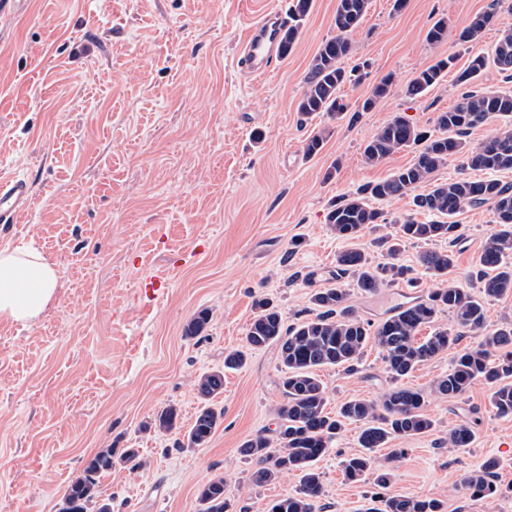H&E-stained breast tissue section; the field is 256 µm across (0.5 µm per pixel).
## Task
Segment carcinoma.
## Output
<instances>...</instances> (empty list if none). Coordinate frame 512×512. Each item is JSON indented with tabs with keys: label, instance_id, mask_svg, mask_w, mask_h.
<instances>
[{
	"label": "carcinoma",
	"instance_id": "obj_1",
	"mask_svg": "<svg viewBox=\"0 0 512 512\" xmlns=\"http://www.w3.org/2000/svg\"><path fill=\"white\" fill-rule=\"evenodd\" d=\"M313 0H291L289 20L281 33L283 54L294 46L302 22L312 8ZM370 0H338L334 15L336 36L325 41L313 57L305 77L306 89L298 103L304 116L318 112L341 115L348 108L340 95L346 84L358 81L353 71L342 66V60L352 53L351 33L361 24ZM490 13L474 17L459 37L463 43L477 40L492 21ZM501 71L512 72V28L505 29L490 54L474 57L461 74L467 82L480 73L488 62ZM453 59H440L421 70L407 87L411 96H420L437 85ZM491 114H512V92L499 93L469 90L461 94L455 105L438 114L437 133L419 129L400 116L378 129L365 143L366 163L376 165L394 152L416 146L418 154L413 164L392 173L388 178L367 184L348 198L337 202L327 213L326 223L337 238L350 241L373 224L381 213L373 208L372 199H394L407 195L433 179V174L448 161L460 159L462 167L474 171L512 170V127L486 139L475 147L469 146V130ZM413 205L436 219L418 222L407 218L399 225L396 242L388 252L398 251L399 242H433L453 237L457 225L450 218L466 207L487 206L494 215L496 228L488 237L480 255L485 269L482 293L488 298L512 294V265L502 263L512 254V186L497 179H476L462 176L432 185L426 193L413 197ZM421 265L437 288L427 298L399 307L388 317L374 324L358 315L349 304L348 293L341 288H328L314 293L311 303L314 317L297 326H284L279 309L266 298L255 301V315L247 331L249 348L270 345L278 349L282 367L280 389L284 397L276 409L278 428L275 434L257 433L242 445V454L254 463L253 481L268 483L288 472L301 474L300 487L274 501L270 512H313L314 503L323 494L322 475L316 461L346 421L361 422L359 435L363 451L349 456L344 463L345 476L354 481L373 469L374 453L387 447L395 437H409L432 430L434 423L425 413L426 396L405 386L390 389L376 400L352 399L341 405L336 414L327 411V395L316 370L325 366H341L354 370L368 344L377 346L391 378L398 382L411 375L420 363L448 351L456 344L460 331L481 335L486 331L487 317L483 303L463 288L448 281V272L455 263L453 250L426 251L420 256ZM340 271L356 276L362 291L374 293L379 288L402 278L405 270L393 263L374 266L361 250L350 249L337 258ZM452 314L456 329L438 326L419 341L416 334L425 325L436 323L442 311ZM211 320L207 310L200 311L185 328V335L196 336ZM512 343V328L498 329L475 347L456 355L448 375L438 379L432 393L437 396H461L473 385L481 383L490 390L492 407L501 416L512 415V351L493 354L491 348ZM200 398L208 401L224 390V372L211 371L201 375L196 383ZM178 414L167 407L154 419L155 428L169 432L177 425ZM223 412L209 406L196 415L187 433V442L203 446L221 425ZM473 437V426L460 424L449 431L448 446L461 448ZM135 471L142 468L139 451L125 448L116 454L112 448H102L89 458L83 471L68 484L59 512H107L110 501L101 497L98 481L112 471L115 463ZM497 461L486 459L481 467L466 479L470 496L476 499L494 493L491 481ZM200 512H229L224 499V479H213L198 493ZM380 512H443L437 499L389 496L381 500Z\"/></svg>",
	"mask_w": 512,
	"mask_h": 512
}]
</instances>
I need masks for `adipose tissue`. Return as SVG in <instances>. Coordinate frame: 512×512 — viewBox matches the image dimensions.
<instances>
[{
  "label": "adipose tissue",
  "instance_id": "ef3b65f1",
  "mask_svg": "<svg viewBox=\"0 0 512 512\" xmlns=\"http://www.w3.org/2000/svg\"><path fill=\"white\" fill-rule=\"evenodd\" d=\"M61 286L55 265L33 248L0 249V320L37 321Z\"/></svg>",
  "mask_w": 512,
  "mask_h": 512
}]
</instances>
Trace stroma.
<instances>
[{"instance_id":"1","label":"stroma","mask_w":512,"mask_h":512,"mask_svg":"<svg viewBox=\"0 0 512 512\" xmlns=\"http://www.w3.org/2000/svg\"><path fill=\"white\" fill-rule=\"evenodd\" d=\"M371 0L343 59L360 80L342 88L347 112L303 118L297 105L309 64L335 36L337 0H313L292 50L271 72L246 78L237 54L246 30L291 0H27L0 14V177L28 178L33 205L19 224H0V248L32 245L57 265L62 286L40 321H0V512H58L70 480L103 448L138 449L144 466H115L99 480L112 512H199V486L224 480L234 512H268L294 493L291 472L258 485L240 452L259 432L274 431L283 397L276 347L248 352L225 370L224 356L245 346L257 296L280 309L285 324L309 317L311 296L342 288L366 320L426 297L433 280L419 261L428 250H453L448 277L482 296L479 256L496 227L486 207L459 213L457 241L401 243L388 258L377 243L396 234L416 210L411 196L377 200L380 226L345 241L327 212L359 187L411 165L415 148L369 165L363 147L397 116L434 129L466 86L472 57L490 53L512 28V0ZM492 23L479 42L458 36L474 16ZM448 35L426 34L438 18ZM455 62L442 81L411 98L406 88L437 58ZM385 98L362 103L382 78ZM321 149L307 155L313 135ZM356 248L371 262L407 270L397 283L367 293L336 259ZM163 273L152 292L144 281ZM211 321L198 336L184 329L201 310ZM452 353L421 363L407 386L427 393L434 423L425 434L397 438L390 496L434 498L445 512H512V416L475 385L459 397L431 393ZM222 370L224 391L204 402L198 377ZM319 376L328 411L351 399H376L394 385L383 354L367 345L354 371L328 366ZM223 411L211 441L191 447L186 433L204 405ZM175 407V429L153 420ZM469 422L465 448L448 432ZM360 426L345 423L317 463L324 493L315 512H367L374 473L348 481L343 463L359 450ZM495 458L496 494L474 499L464 480Z\"/></svg>"}]
</instances>
